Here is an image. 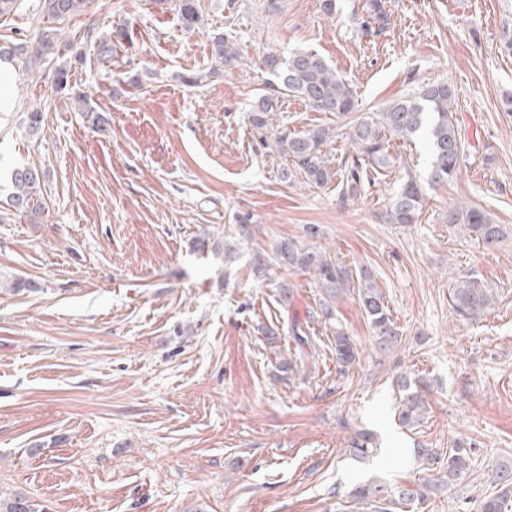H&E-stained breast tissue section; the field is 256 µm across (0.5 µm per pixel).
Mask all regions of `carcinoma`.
I'll return each instance as SVG.
<instances>
[{"label": "carcinoma", "mask_w": 512, "mask_h": 512, "mask_svg": "<svg viewBox=\"0 0 512 512\" xmlns=\"http://www.w3.org/2000/svg\"><path fill=\"white\" fill-rule=\"evenodd\" d=\"M91 0H39L40 14L49 22L33 41L0 42V59L16 62L25 73L35 67L44 68L55 58L59 45L58 25L88 10ZM183 27L191 31L199 21L198 0H175ZM366 19L361 29L367 35L372 29L381 32L390 20L386 0H366ZM214 61L232 70L241 62L239 49L223 34L212 40ZM255 67L268 76L262 94L250 109L251 126L260 134L263 145L273 143L275 151L289 163L284 178L300 177L315 188L326 187L335 176L326 159L324 146L332 137L329 127H316L307 132L295 133L283 126L267 140L270 115L281 109L284 99L294 96L318 112H328L348 121L349 141L353 148L351 159L344 160L340 180V202L348 201L350 192L369 172L386 168L391 164L388 154L390 138L410 141L425 132L431 151L429 179L447 181L458 174L467 160V148L462 140L452 112L455 92L448 84L437 82L421 87L418 95L396 99L374 116L358 115L359 104L355 92L326 59L312 49H298L282 55L269 51L255 62ZM43 112L32 109L23 116L28 133H40ZM12 192L7 202L0 207V223L26 218L36 223L45 208L43 177L35 167H18L10 175ZM422 196L413 179H408L392 197L385 219L390 224H413L421 207ZM448 223L464 227L469 237L487 248L495 247L512 235L504 224H495L480 208L455 205L448 208ZM253 234L252 225L242 220L235 231L236 241L224 240V253L229 256L236 251V242L246 241ZM289 270H301L315 275L321 292L318 306L307 312V322L315 325L330 323L335 312L332 303L339 295L357 282L358 300L373 332L374 346L378 354L389 353L398 343L399 333L390 318L384 298L375 285L370 270L360 268L355 272L343 267L326 252L313 245L298 243L291 239L280 241L273 256L257 252L252 257V270L258 277L266 276L271 266ZM493 301L492 290L478 277H464L453 288V309L457 316L472 319L486 310ZM288 333L294 341L298 360L288 358L281 362L282 378L302 367L305 351L315 352L318 338L307 333L299 323H293ZM331 347L336 368L347 370L356 362L358 351L351 337L342 326H336ZM399 393V416L406 427H415L424 418L427 408L422 394L426 383L422 379L400 374L395 378ZM378 451L375 437L370 432L359 431L350 437L347 452L357 459H365ZM472 447L459 441L448 450V482L463 478L471 469ZM413 457L420 465L436 463L439 452L435 448L418 445L413 448ZM501 492L483 498L479 512H505L512 499V468L504 465L497 472ZM347 496L362 505H369L373 512H389V507L401 503L411 507L426 500L421 490L395 489L385 480L372 477L354 484ZM0 512H43V509L24 496L8 500L0 499Z\"/></svg>", "instance_id": "1"}]
</instances>
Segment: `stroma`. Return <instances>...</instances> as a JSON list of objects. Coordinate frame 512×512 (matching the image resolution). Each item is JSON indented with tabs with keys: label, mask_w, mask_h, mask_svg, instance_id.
I'll list each match as a JSON object with an SVG mask.
<instances>
[{
	"label": "stroma",
	"mask_w": 512,
	"mask_h": 512,
	"mask_svg": "<svg viewBox=\"0 0 512 512\" xmlns=\"http://www.w3.org/2000/svg\"><path fill=\"white\" fill-rule=\"evenodd\" d=\"M200 0L185 30L162 0H93L60 31L72 91L104 124L91 128L72 91L20 75L13 109L0 112V200L18 165L43 174L47 206L36 223H0V281L32 292L0 294V496L23 495L45 512H336L337 492L373 476L422 488L444 472L412 459L415 444L474 446L471 475L430 494L425 512H477L492 477L512 461V238L487 248L449 226L448 207L472 205L512 227V0H387L390 22L362 36L365 0ZM38 0L0 17V40L35 41ZM122 26L129 40L99 56L87 30ZM242 56L214 63L215 34ZM309 48L351 85L361 114L424 83L454 89L468 159L453 179L428 180L426 137L391 140L392 163L347 204L335 184L283 182V158L263 148L248 115L263 79L258 56ZM195 76L188 85L183 75ZM44 114L40 137L21 114ZM272 127L332 128V168L349 146L343 121L291 97ZM421 188L414 224L384 214L406 176ZM251 240L225 256L239 217ZM354 270L370 267L402 340L372 350L355 290L335 309L359 351L338 372L332 337L306 378L279 382L293 349L288 322L320 291L312 274L257 278L255 251L304 238ZM212 246L195 250V238ZM475 276L496 299L477 319L453 309L456 280ZM293 284L282 302L278 284ZM427 379L429 408L401 427L391 381ZM378 456L343 453L357 430Z\"/></svg>",
	"instance_id": "35a3bbf8"
}]
</instances>
